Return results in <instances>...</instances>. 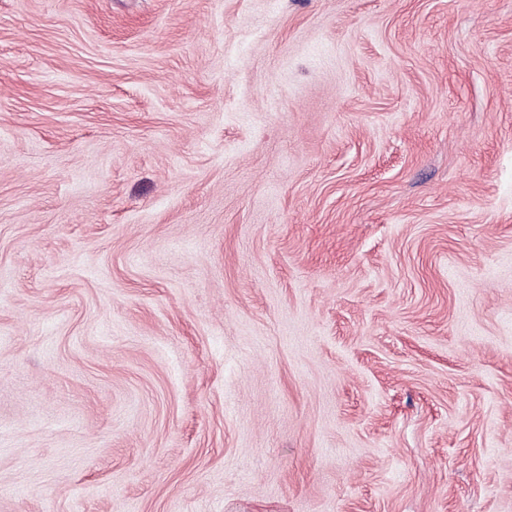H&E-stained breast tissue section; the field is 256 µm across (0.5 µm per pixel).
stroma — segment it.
Wrapping results in <instances>:
<instances>
[{"instance_id": "1", "label": "stroma", "mask_w": 512, "mask_h": 512, "mask_svg": "<svg viewBox=\"0 0 512 512\" xmlns=\"http://www.w3.org/2000/svg\"><path fill=\"white\" fill-rule=\"evenodd\" d=\"M0 512H512V0H0Z\"/></svg>"}]
</instances>
